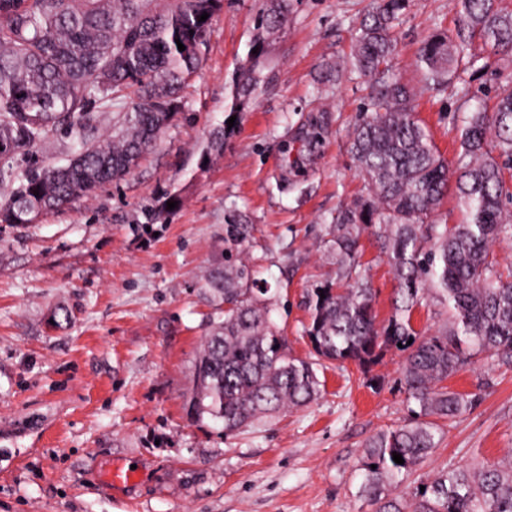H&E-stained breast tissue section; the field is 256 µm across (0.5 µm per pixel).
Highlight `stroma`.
<instances>
[{"mask_svg":"<svg viewBox=\"0 0 512 512\" xmlns=\"http://www.w3.org/2000/svg\"><path fill=\"white\" fill-rule=\"evenodd\" d=\"M270 5L222 0L161 145L125 179L36 223L0 224V512H373L359 496L364 445L413 420L400 352L386 351L367 374L351 362L325 364L314 402L231 436L188 413L212 313L204 277L224 261L225 216H249L248 252L262 261L270 317L291 354L305 358L303 295L336 277L326 226L367 193L349 143L366 83L345 64L372 0H292L268 33L257 19ZM454 26L450 0H411L392 29L394 71L414 89L415 113L451 165L467 114L453 89L424 90L417 53L425 35ZM258 40L264 79L237 113L232 77ZM482 53L493 72L467 79L490 107L512 89V58ZM336 63L339 79L318 87L321 69ZM220 127L216 149L209 135ZM311 133L308 154L301 147ZM77 150L59 131L16 163L61 165ZM171 195L179 206L151 223L149 211ZM360 244L382 323L397 281L376 232ZM447 385L480 401L445 426L393 490L399 500L441 471L512 455V367L480 355ZM117 464L135 466L136 480L109 485Z\"/></svg>","mask_w":512,"mask_h":512,"instance_id":"stroma-1","label":"stroma"}]
</instances>
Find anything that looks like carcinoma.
Here are the masks:
<instances>
[{
    "label": "carcinoma",
    "mask_w": 512,
    "mask_h": 512,
    "mask_svg": "<svg viewBox=\"0 0 512 512\" xmlns=\"http://www.w3.org/2000/svg\"><path fill=\"white\" fill-rule=\"evenodd\" d=\"M221 2L0 0V181L17 183L0 200L1 224H32L88 199L101 185L123 180L159 146L202 63L211 19L200 16L214 15ZM275 2L259 16L265 30L277 28L288 11V0ZM501 2L453 0L454 31L433 32L418 49L425 89L441 92L455 83L460 108L470 110L453 172L417 119L412 92L392 70L391 26L409 0H375L360 21L352 65L368 93L350 140L369 193L356 206L336 210L328 224L325 247L336 283L304 295L313 357L288 353L287 337L269 318V289L257 281L255 263L240 258L251 239L247 216L225 218L224 268L207 279L217 321L195 356L188 407L199 419L221 421L226 436L262 415L314 401L321 385L316 367L324 361L352 362L367 374L384 350L404 354L400 384L417 417L366 444L359 493L376 512H512V458L471 472L447 470L405 503L389 497L437 447L440 422L478 403L476 395L444 382L481 354L512 366V270L503 275L491 250L496 241L512 239V190L504 177L512 168V92L499 95L491 112L473 109L464 78L477 65L490 67L480 45L512 55V10ZM256 47L233 77L240 110L261 82L264 51ZM101 112L112 113L110 135L100 132ZM58 130L80 144L68 164L5 169ZM490 135L498 159L485 151ZM452 173L465 222L433 224ZM373 227L399 285L394 314L384 323L377 321L359 261L360 239ZM428 296L446 304L450 317L434 334L420 336L411 314ZM395 452L404 464L394 462Z\"/></svg>",
    "instance_id": "1"
}]
</instances>
